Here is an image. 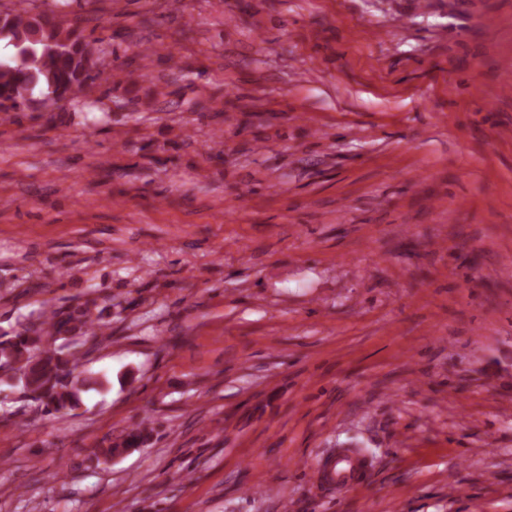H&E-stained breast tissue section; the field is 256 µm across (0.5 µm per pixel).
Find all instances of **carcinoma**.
Instances as JSON below:
<instances>
[{
    "label": "carcinoma",
    "mask_w": 512,
    "mask_h": 512,
    "mask_svg": "<svg viewBox=\"0 0 512 512\" xmlns=\"http://www.w3.org/2000/svg\"><path fill=\"white\" fill-rule=\"evenodd\" d=\"M0 37L17 49L14 63H0V112H15L19 105L32 102L37 88L44 97L72 99L101 80L103 71L88 66L96 57V42L61 22L26 10L10 11L0 19ZM97 307L93 298L67 308L45 303L30 314L28 322L0 338V370L20 372L18 385L31 392L34 403L49 415L76 407L82 392L103 386L82 376L76 351L51 342L63 333L105 340L107 325L96 313ZM147 441L145 429L130 428L120 447L104 448L101 455L119 456Z\"/></svg>",
    "instance_id": "1"
}]
</instances>
